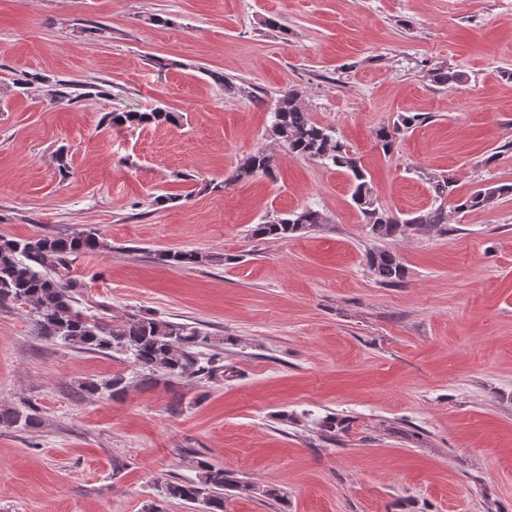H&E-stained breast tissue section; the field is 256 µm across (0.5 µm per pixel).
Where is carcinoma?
<instances>
[{"label": "carcinoma", "mask_w": 512, "mask_h": 512, "mask_svg": "<svg viewBox=\"0 0 512 512\" xmlns=\"http://www.w3.org/2000/svg\"><path fill=\"white\" fill-rule=\"evenodd\" d=\"M77 83L59 80L50 86L48 96L54 102H71L88 96H103L100 87L86 83L76 91ZM114 128L137 129L152 123L173 120L171 112L157 107L150 112L124 110L107 115ZM417 121L415 115H401L391 126H382L374 133L376 145L391 152L397 135L410 129ZM269 134L278 146L289 153L319 162L327 167L344 170L351 182V198L362 213L373 234L383 238L402 235L410 227L428 233L448 223L444 204L430 211L399 220L382 207L368 180V172L349 147L335 136L334 131L314 121L299 91L288 88L271 108ZM275 159L265 149L241 159L238 167L212 190H221L234 182L258 174L270 176ZM505 195H512V184L485 187L462 196L454 202V210L465 212L489 207ZM324 222L323 214L312 207L279 214L252 229L259 239H289L307 233ZM104 247L96 229H84L70 234L42 231L27 237L0 236V305L11 303L29 309L35 318L37 334L73 348L106 356L124 355L150 374L159 373L171 378L216 380L224 376V353L205 354L201 348L209 345L210 337L195 326L131 314L119 324L112 325L101 314L77 307L76 280L64 271L77 256ZM173 267L203 265L213 257L195 250H176L165 254ZM368 266L376 280L387 286L398 285L405 279V268L399 258L387 251L373 252L367 257ZM126 388V379L115 374L105 383L94 381L84 390L98 394L103 391L116 397ZM36 418L19 410H0V426L30 428ZM196 477L188 480H165L161 485L164 498L187 503L202 502L207 512H224V492L236 490L248 494L258 492L278 499L280 489L267 486L257 489L233 473L208 461L196 462Z\"/></svg>", "instance_id": "1"}]
</instances>
